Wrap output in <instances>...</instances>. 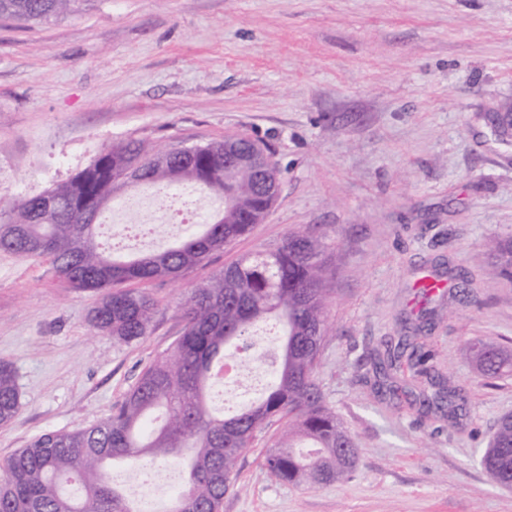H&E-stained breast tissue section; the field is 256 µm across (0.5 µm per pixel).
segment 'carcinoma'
Returning <instances> with one entry per match:
<instances>
[{"mask_svg":"<svg viewBox=\"0 0 512 512\" xmlns=\"http://www.w3.org/2000/svg\"><path fill=\"white\" fill-rule=\"evenodd\" d=\"M90 0H0V17L38 22L82 11ZM133 175L138 186L168 189L190 183L206 195L233 193L231 212L212 215L203 228L186 226L175 246L134 257L98 241L100 203L112 200L117 183ZM274 202L250 168L224 174V141L148 149L128 140L102 150L69 180L37 195L0 203V250L50 260L60 279L75 291L101 293L90 325L131 345L150 333L155 311L144 290L123 288L177 275L208 256L248 237ZM483 255L491 271L512 278V241L489 237ZM335 275L334 251L311 228L288 233L273 249L241 255L206 283L192 289L181 307L180 336L144 368L136 383L104 418L77 430H50L0 461V512H140L133 491L115 486L111 465L123 461L143 468L180 461L183 483L162 512H220L224 496L237 487L239 457L256 434L284 424L266 450L262 465L276 480L316 488L348 480L359 446L326 402L318 374L328 336L327 307ZM269 319L279 341L262 348L248 340ZM410 368L425 374L429 355L401 342L387 352L399 369L405 350ZM236 354L238 363L268 365L265 391L241 404L230 417L210 404L214 370ZM465 357L487 379L512 372V352L478 340ZM463 396L436 393L422 406L459 408ZM21 408L12 366L0 361V426ZM502 487L512 488V415L498 420L482 458Z\"/></svg>","mask_w":512,"mask_h":512,"instance_id":"cac0c4a2","label":"carcinoma"}]
</instances>
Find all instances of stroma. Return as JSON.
I'll return each instance as SVG.
<instances>
[{
  "label": "stroma",
  "mask_w": 512,
  "mask_h": 512,
  "mask_svg": "<svg viewBox=\"0 0 512 512\" xmlns=\"http://www.w3.org/2000/svg\"><path fill=\"white\" fill-rule=\"evenodd\" d=\"M512 110V0H92L48 22L0 18V197L39 194L107 144L267 143L277 201L249 237L147 283L150 334L92 332L99 293L49 260L0 251V361L22 408L0 460L34 435L108 415L179 336L180 306L239 256L315 227L335 252L332 330L320 384L355 438L352 477L313 489L272 478L266 436L238 462L222 512H512L481 459L512 413V377L485 386L463 357L512 342V280L487 275V237L512 238V144L487 122ZM442 275L428 305L416 280ZM429 375L379 368L424 311ZM465 401L457 420L422 407L431 376Z\"/></svg>",
  "instance_id": "obj_1"
}]
</instances>
